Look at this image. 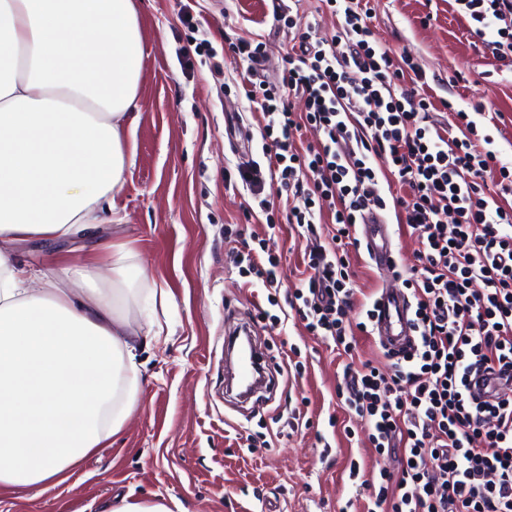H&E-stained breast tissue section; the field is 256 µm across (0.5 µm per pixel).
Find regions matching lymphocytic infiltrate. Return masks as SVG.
Instances as JSON below:
<instances>
[{"label": "lymphocytic infiltrate", "instance_id": "f902f5d3", "mask_svg": "<svg viewBox=\"0 0 512 512\" xmlns=\"http://www.w3.org/2000/svg\"><path fill=\"white\" fill-rule=\"evenodd\" d=\"M322 2L341 18L337 33L300 37L281 59V83L261 71L262 42L242 37L233 47L264 120L265 161L240 168V179L265 213L275 208L266 184L287 192L286 220L304 232L307 272L290 305L310 333L343 348L368 329L350 317L356 224L391 209L399 232L420 244L404 281L413 351L387 373L346 363L337 388L376 453L397 464L364 481L366 512H512V396L490 402L469 392L471 377L512 367V163L468 112L402 87L405 76L418 83L425 73L410 55L377 45L362 0ZM454 3L483 54L512 63V0ZM307 127L318 140L301 150L296 136ZM381 157L387 168L375 166ZM390 181L399 194L387 195ZM326 217L335 229L324 241L317 226Z\"/></svg>", "mask_w": 512, "mask_h": 512}]
</instances>
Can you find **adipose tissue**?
I'll return each mask as SVG.
<instances>
[{"label":"adipose tissue","instance_id":"ef3b65f1","mask_svg":"<svg viewBox=\"0 0 512 512\" xmlns=\"http://www.w3.org/2000/svg\"><path fill=\"white\" fill-rule=\"evenodd\" d=\"M133 0H0V491L67 482L137 404L132 251L43 270L16 244L94 241L143 109Z\"/></svg>","mask_w":512,"mask_h":512}]
</instances>
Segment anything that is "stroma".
I'll list each match as a JSON object with an SVG mask.
<instances>
[{"instance_id":"obj_1","label":"stroma","mask_w":512,"mask_h":512,"mask_svg":"<svg viewBox=\"0 0 512 512\" xmlns=\"http://www.w3.org/2000/svg\"><path fill=\"white\" fill-rule=\"evenodd\" d=\"M143 33L134 162L117 202L104 213V239L135 251L140 277L166 301L141 296L126 309L134 328L159 324L167 340L141 344L138 401L120 434L104 440L55 489L0 494V512H105L125 497L172 500L179 512H362L365 489L349 463L366 471L387 461L368 446L336 398L342 369L333 340L309 334L287 301L303 268L298 232L284 210L261 213L243 186L235 138L262 160L260 113L250 110L229 39L262 35L266 69L280 81L281 56L301 27L278 21L270 0H135ZM376 40L407 50L426 89L476 113L512 162V67L496 71L473 46L451 0H370ZM212 49L197 51L202 40ZM268 251L279 262L275 302L262 278L241 277L239 254ZM249 326L270 369L272 397L242 401L226 387L225 332ZM302 366L282 376L291 349Z\"/></svg>"}]
</instances>
